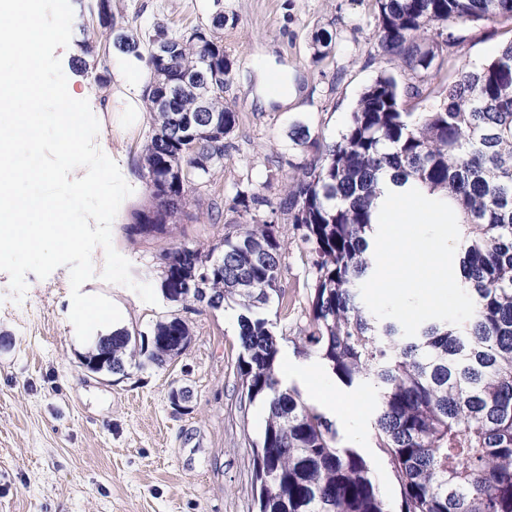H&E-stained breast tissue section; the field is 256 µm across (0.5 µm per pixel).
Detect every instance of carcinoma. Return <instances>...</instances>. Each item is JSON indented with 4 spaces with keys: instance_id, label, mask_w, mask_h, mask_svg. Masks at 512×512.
Listing matches in <instances>:
<instances>
[{
    "instance_id": "1",
    "label": "carcinoma",
    "mask_w": 512,
    "mask_h": 512,
    "mask_svg": "<svg viewBox=\"0 0 512 512\" xmlns=\"http://www.w3.org/2000/svg\"><path fill=\"white\" fill-rule=\"evenodd\" d=\"M382 70L362 91L337 138L311 136L304 124L289 132L311 152L296 167L277 203L262 186H238L229 201L237 219L204 251L185 242L160 253L161 286L173 303L206 302L240 309L238 360L241 398L260 405L264 426L252 444V483L259 512H390L364 458L341 445L339 429L279 376L285 334L264 310L288 306L279 224L262 208L286 216L293 238L309 255L307 327L297 348L318 359L345 385L376 389L377 447L401 487L400 512H512V39L478 68L456 65L457 41L448 29L478 23L512 27V0H375ZM99 25H113L112 0H93ZM223 26L175 31L156 24L136 44L172 41L177 52L162 65L149 58L151 133L140 161L152 199L131 214L125 230L154 235L184 212L207 187L179 185L169 174L190 163L191 147L170 136L175 117L206 115L228 135L238 112L224 89L183 92L156 104L159 70L173 81L224 55ZM448 66L454 77L427 112L408 102L433 90L420 73ZM398 69L408 82L389 73ZM201 153L224 162V142L202 137ZM416 188L454 211L460 240L459 285L472 298L473 316L461 325L423 323L406 336L401 324L376 318L360 286L374 273L369 258L378 184ZM199 287H186L187 274ZM177 314L156 322L152 335L120 328L98 336L85 355L107 357L114 375L162 368L191 343Z\"/></svg>"
}]
</instances>
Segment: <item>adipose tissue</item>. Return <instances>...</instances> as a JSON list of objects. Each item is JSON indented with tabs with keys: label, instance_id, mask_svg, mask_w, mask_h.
<instances>
[{
	"label": "adipose tissue",
	"instance_id": "obj_1",
	"mask_svg": "<svg viewBox=\"0 0 512 512\" xmlns=\"http://www.w3.org/2000/svg\"><path fill=\"white\" fill-rule=\"evenodd\" d=\"M150 68L144 59L128 56L115 69V81L100 95L99 109L103 112H125L138 117Z\"/></svg>",
	"mask_w": 512,
	"mask_h": 512
}]
</instances>
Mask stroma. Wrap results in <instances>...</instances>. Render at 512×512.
Instances as JSON below:
<instances>
[{
    "label": "stroma",
    "instance_id": "stroma-1",
    "mask_svg": "<svg viewBox=\"0 0 512 512\" xmlns=\"http://www.w3.org/2000/svg\"><path fill=\"white\" fill-rule=\"evenodd\" d=\"M88 0H70L74 12L67 47L57 48L67 86L93 94L107 82L121 51L100 62L94 50L119 33L150 30L154 24H210L224 14V49L234 61L224 87L239 123L224 139V167L211 179L210 195L231 197L237 184L265 185L271 200L281 196L291 170L303 154L288 138L294 124L312 136L337 137L363 91L381 70L373 0H112L116 26H94ZM326 31L332 43L313 62L312 37ZM459 64L474 68L512 40L498 25L454 29ZM265 55L271 69H287L297 97L288 107L260 103L253 66ZM151 130L143 112L130 127L100 118L96 146L113 159L132 187L111 227L112 244L131 263L135 281L159 287V254L182 242L210 248L232 221L212 223L207 201L190 204L164 234L127 235L133 209L150 195L136 162ZM283 286L288 308L266 310L277 331L286 333L279 372L309 403L321 388L354 401L356 409L337 418L343 446L356 449L377 478L390 504L400 486L374 435L375 390L365 383L343 386L314 357L301 353L294 339L304 323L309 281L306 251L284 240ZM95 278L82 293L101 294L121 311L120 327L150 333L157 321L185 315L192 333L188 349L164 368L130 369L127 376L87 371L69 319V269L47 278L27 273L22 302L10 297L9 277L0 272V512H255L251 444L261 431L258 406L240 401L237 376L241 352L238 308L220 310L191 302L189 307L158 298L144 303L127 287L102 280L105 252L92 253ZM187 388V407L175 406L172 390Z\"/></svg>",
    "mask_w": 512,
    "mask_h": 512
}]
</instances>
